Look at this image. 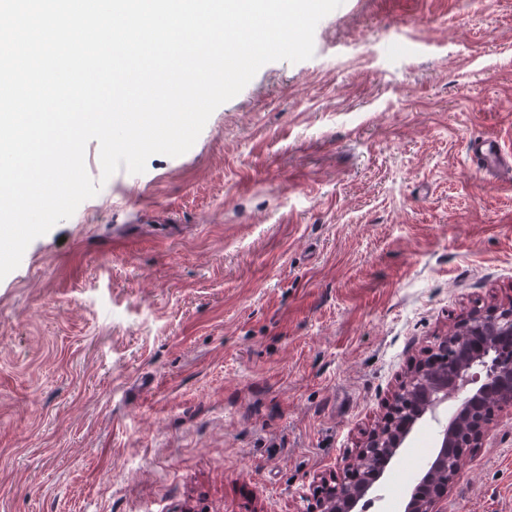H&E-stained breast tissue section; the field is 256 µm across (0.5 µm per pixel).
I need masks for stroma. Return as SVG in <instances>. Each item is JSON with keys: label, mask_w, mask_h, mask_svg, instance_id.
<instances>
[{"label": "stroma", "mask_w": 512, "mask_h": 512, "mask_svg": "<svg viewBox=\"0 0 512 512\" xmlns=\"http://www.w3.org/2000/svg\"><path fill=\"white\" fill-rule=\"evenodd\" d=\"M512 0H344L0 280V512H307L411 361L512 303ZM389 467L399 512L434 449ZM439 512H512V409ZM473 152L479 157L481 169L488 174H497L512 170L510 164L503 163L504 147L496 138H485L473 144Z\"/></svg>", "instance_id": "1"}]
</instances>
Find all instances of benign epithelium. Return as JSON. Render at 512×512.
Masks as SVG:
<instances>
[{
    "label": "benign epithelium",
    "mask_w": 512,
    "mask_h": 512,
    "mask_svg": "<svg viewBox=\"0 0 512 512\" xmlns=\"http://www.w3.org/2000/svg\"><path fill=\"white\" fill-rule=\"evenodd\" d=\"M512 341V305L469 314L427 350L409 379L394 393L378 427L348 463L343 480L315 491L312 512H364L387 469L407 447L414 426L425 416L436 420L452 399L454 410L436 436L427 468L408 487L403 512H438L439 499L460 476L463 450L488 435L489 416L512 407V360L498 357L496 344Z\"/></svg>",
    "instance_id": "benign-epithelium-1"
}]
</instances>
